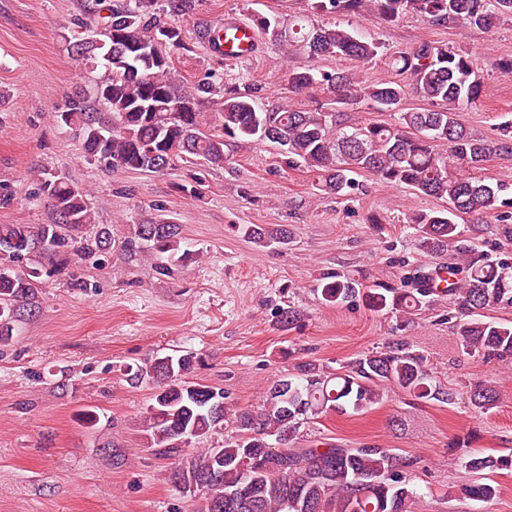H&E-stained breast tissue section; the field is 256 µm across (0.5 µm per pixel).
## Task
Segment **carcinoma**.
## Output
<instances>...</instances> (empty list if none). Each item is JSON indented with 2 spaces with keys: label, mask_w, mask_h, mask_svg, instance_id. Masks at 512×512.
<instances>
[{
  "label": "carcinoma",
  "mask_w": 512,
  "mask_h": 512,
  "mask_svg": "<svg viewBox=\"0 0 512 512\" xmlns=\"http://www.w3.org/2000/svg\"><path fill=\"white\" fill-rule=\"evenodd\" d=\"M203 0H86L91 19L78 33L88 37L77 52L81 64L95 74L88 92L78 91L54 112V120L78 136L85 159L105 169L123 167L165 173L179 162L194 160L224 166L226 150L260 144L281 148L288 167L316 175L322 195L343 196L355 177L367 174L389 185H405L447 203L442 209L410 217L419 246L438 254L460 242L457 219L471 214H498L512 207V186L491 185L475 172L493 155L512 153V121L499 125L492 139L475 138L456 118L463 104L481 93L482 70L475 56L446 44L428 41L392 56L389 65L410 79L430 109L400 108L405 85L399 80L367 83L350 70L326 72L309 66L292 70L288 82L297 91H321L326 102L314 109L294 104L267 106L256 89L216 84L203 77L185 84L174 70V56L190 51L179 19ZM316 0L326 13L356 14L371 6L388 22L419 14L437 27L467 25L489 30L512 19V0ZM253 23L275 42L291 39L311 59L336 57L367 63L380 46L341 24L287 27L278 16L258 14ZM208 103L213 111H201ZM365 103L376 112H393L397 121L345 125L339 109ZM448 146V154L438 147ZM37 196L48 202L47 224H0V342L15 323L37 304V286L63 275L74 259L107 253L112 229L104 225L94 236L84 229L95 223L87 190L66 177L39 173ZM244 235L256 243L287 245V226L266 229L247 225ZM182 226L157 215L129 227L123 247L131 254L157 260V270L170 275L189 257L182 248ZM458 261L448 268L419 265L395 285L363 289L348 277L324 272L318 283L322 300L339 305L360 297L373 311L412 315L431 296L448 298L458 310L457 335L466 348L484 359L512 358V322L487 321L481 311L512 307V267L489 261L476 244L457 248ZM196 353L157 357L128 366L135 384L153 386L143 419V432L153 454L171 461L168 481L193 478L202 496L222 499L226 490H245L231 512H414L411 462L390 448H341L334 444L297 446L300 428L311 417L328 412L361 413L381 403L393 385L417 399L451 403L455 391L431 379L426 359L403 341L350 361L329 373L313 363L297 366V375L278 376L267 386L258 410L228 408L224 390L190 380L200 364ZM470 405L493 407L497 392L479 384L470 389ZM237 427V437L224 442V467L212 474L214 448L196 453L193 445L222 429ZM264 448L263 462L246 467L248 453ZM463 452L464 468L475 476L463 487L466 496L489 502L497 487L484 475L512 471V455H485L455 445L448 455Z\"/></svg>",
  "instance_id": "carcinoma-1"
}]
</instances>
